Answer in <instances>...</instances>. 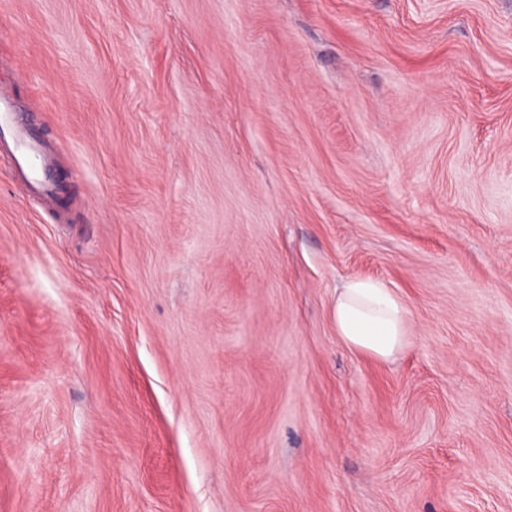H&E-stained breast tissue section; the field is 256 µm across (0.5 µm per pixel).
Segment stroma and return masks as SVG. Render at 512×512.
Listing matches in <instances>:
<instances>
[{
    "mask_svg": "<svg viewBox=\"0 0 512 512\" xmlns=\"http://www.w3.org/2000/svg\"><path fill=\"white\" fill-rule=\"evenodd\" d=\"M0 84V512H512V0H0ZM9 130L13 137L14 149L18 152V177L21 181L45 198H54L58 184L47 177L51 168L44 149L38 140L18 121L15 112L9 107V95L0 92V145L1 134ZM409 308L383 283L353 279L336 289L332 318L348 347L389 360L411 343Z\"/></svg>",
    "mask_w": 512,
    "mask_h": 512,
    "instance_id": "35a3bbf8",
    "label": "stroma"
}]
</instances>
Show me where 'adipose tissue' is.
<instances>
[{
  "label": "adipose tissue",
  "instance_id": "adipose-tissue-1",
  "mask_svg": "<svg viewBox=\"0 0 512 512\" xmlns=\"http://www.w3.org/2000/svg\"><path fill=\"white\" fill-rule=\"evenodd\" d=\"M336 334L348 347L388 360L407 348L409 308L383 283L353 279L336 290Z\"/></svg>",
  "mask_w": 512,
  "mask_h": 512
}]
</instances>
